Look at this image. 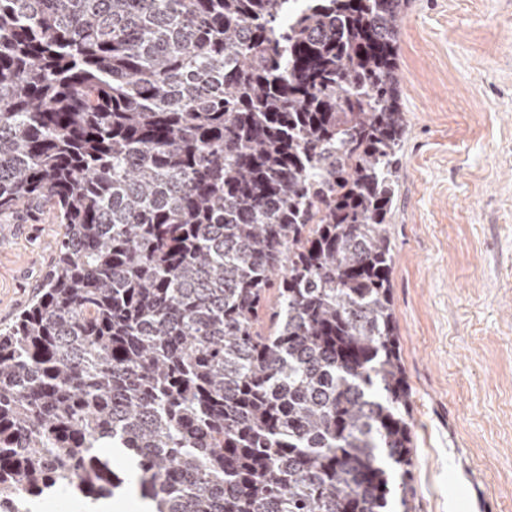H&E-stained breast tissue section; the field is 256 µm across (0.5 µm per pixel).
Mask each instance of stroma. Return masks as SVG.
Returning <instances> with one entry per match:
<instances>
[{"label": "stroma", "instance_id": "stroma-1", "mask_svg": "<svg viewBox=\"0 0 512 512\" xmlns=\"http://www.w3.org/2000/svg\"><path fill=\"white\" fill-rule=\"evenodd\" d=\"M399 65L391 284L415 512H512V0H410ZM64 232L47 206L0 213V328Z\"/></svg>", "mask_w": 512, "mask_h": 512}]
</instances>
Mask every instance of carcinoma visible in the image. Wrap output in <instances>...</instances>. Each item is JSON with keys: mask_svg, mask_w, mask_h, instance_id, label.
Returning a JSON list of instances; mask_svg holds the SVG:
<instances>
[{"mask_svg": "<svg viewBox=\"0 0 512 512\" xmlns=\"http://www.w3.org/2000/svg\"><path fill=\"white\" fill-rule=\"evenodd\" d=\"M290 2L0 0V211L65 224L0 330V512H414L409 0Z\"/></svg>", "mask_w": 512, "mask_h": 512, "instance_id": "cac0c4a2", "label": "carcinoma"}]
</instances>
